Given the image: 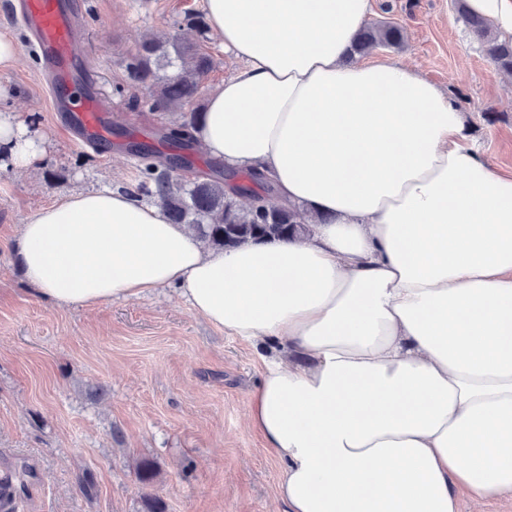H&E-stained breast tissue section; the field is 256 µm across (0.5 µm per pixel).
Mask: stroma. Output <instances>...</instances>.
Wrapping results in <instances>:
<instances>
[{"label":"stroma","mask_w":512,"mask_h":512,"mask_svg":"<svg viewBox=\"0 0 512 512\" xmlns=\"http://www.w3.org/2000/svg\"><path fill=\"white\" fill-rule=\"evenodd\" d=\"M371 22L402 26L399 49L378 48L420 71L459 104L467 143L512 175V86L482 55L455 0H372ZM0 0V35L19 46L0 69V113H12L47 149L44 166H0V471L40 473L13 512H143L136 467L158 465L151 494L166 512H285L276 497L282 464L247 421L264 364L253 345L195 314L174 288L95 307L59 308L22 276L20 224L66 195L135 186L127 134L152 139L170 112L136 108L156 90L129 79L128 61L150 35L203 44L214 60L196 106L239 62L218 38L182 26L201 0H76L95 96L110 111L108 152L76 147L40 82L42 67ZM89 476V491L79 489Z\"/></svg>","instance_id":"35a3bbf8"}]
</instances>
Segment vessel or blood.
Returning <instances> with one entry per match:
<instances>
[{
  "instance_id": "vessel-or-blood-1",
  "label": "vessel or blood",
  "mask_w": 512,
  "mask_h": 512,
  "mask_svg": "<svg viewBox=\"0 0 512 512\" xmlns=\"http://www.w3.org/2000/svg\"><path fill=\"white\" fill-rule=\"evenodd\" d=\"M75 7L71 0H21L18 11L29 43L40 57L52 90L71 85L84 61L74 39ZM58 108L65 112L79 143L106 137L102 122L105 104L95 98L66 100Z\"/></svg>"
}]
</instances>
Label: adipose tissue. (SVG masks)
Returning a JSON list of instances; mask_svg holds the SVG:
<instances>
[{
  "mask_svg": "<svg viewBox=\"0 0 512 512\" xmlns=\"http://www.w3.org/2000/svg\"><path fill=\"white\" fill-rule=\"evenodd\" d=\"M241 68L194 136L322 216L310 236L208 247L105 187L19 228L27 282L59 307L177 287L266 353L250 424L285 512H457L512 493V175L464 146L420 72L350 53L370 0H203ZM20 170L44 150L0 113Z\"/></svg>",
  "mask_w": 512,
  "mask_h": 512,
  "instance_id": "1",
  "label": "adipose tissue"
}]
</instances>
